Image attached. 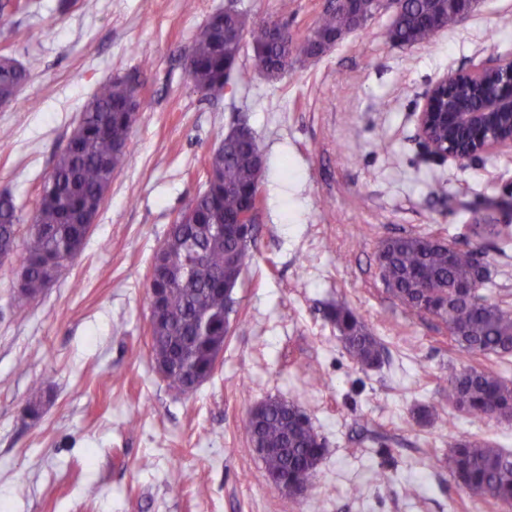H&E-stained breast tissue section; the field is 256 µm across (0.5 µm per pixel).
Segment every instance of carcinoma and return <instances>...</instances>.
<instances>
[{"label": "carcinoma", "instance_id": "carcinoma-1", "mask_svg": "<svg viewBox=\"0 0 512 512\" xmlns=\"http://www.w3.org/2000/svg\"><path fill=\"white\" fill-rule=\"evenodd\" d=\"M382 8L381 0H352L346 7L325 10L315 22L320 37H343L364 28ZM472 11L471 0H398L389 27L390 39L400 46L431 41L444 28ZM224 13L211 16L207 31L194 40L190 54L197 66L189 71L193 87L207 95L224 96L225 86L248 84L256 77L279 78L288 66L317 54L311 35L298 38L288 23H270L281 29L273 40L264 21L250 30L251 64L238 65L244 39L224 36ZM140 70L102 83L84 106L80 120L44 178L37 206L25 216L7 193L0 194V258H14L20 227L28 224L30 243L19 258L26 272L20 299L36 297L58 271L82 251L87 233L85 217L99 212L112 185L108 167L112 153L128 145L140 109L129 106L140 86ZM29 69L9 55L0 57V104L16 100ZM487 75L466 83L460 93L479 100ZM433 138L440 148L469 150L471 133L453 135L439 127ZM212 179L170 226L165 266L171 279L159 281L166 289V317L153 327L152 357L182 354L164 376L170 389L185 393L199 374L212 375L214 354L224 346V280L242 273L252 258V245L219 230L226 217L257 209L265 159L254 140H230L208 157ZM378 274L386 290L410 316L430 315L448 328L452 341L484 356L512 355V304L488 299L480 292L462 291L483 284L487 270L472 254L428 234H408L384 242L377 255ZM448 294V306L433 309L431 295ZM338 338L354 363L362 368L380 363L381 344L354 310L340 306L332 315ZM448 403L474 420L512 419V381L492 370L473 365L451 368L446 378ZM299 407L269 399L248 418L249 441L269 449L266 470L288 472L299 488H313L322 453L310 447L309 430L296 416ZM448 474L458 484L503 506H512V452L478 439H460L449 445Z\"/></svg>", "mask_w": 512, "mask_h": 512}]
</instances>
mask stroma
Instances as JSON below:
<instances>
[{"mask_svg":"<svg viewBox=\"0 0 512 512\" xmlns=\"http://www.w3.org/2000/svg\"><path fill=\"white\" fill-rule=\"evenodd\" d=\"M279 4L36 0L0 21V54L39 61L0 105V192L23 213L97 86L143 71L126 158L81 253L22 307L18 262L0 264V512H504L457 485L445 458L461 437L512 451V421L462 415L444 379L474 365L512 380V356L469 353L440 321L406 317L376 256L391 237H445L481 254L483 295L512 302V245L486 231L512 225V151L432 162L417 122L444 75L512 59V0H482L412 47L391 42L386 9L277 79L195 91L186 60L211 15L284 18L302 34L325 6ZM239 125L266 158L253 258L213 375L179 394L151 356L147 275ZM343 304L379 338V367L343 349L331 320ZM270 398L300 407L325 443L307 498L277 492L248 443L247 415Z\"/></svg>","mask_w":512,"mask_h":512,"instance_id":"stroma-1","label":"stroma"}]
</instances>
